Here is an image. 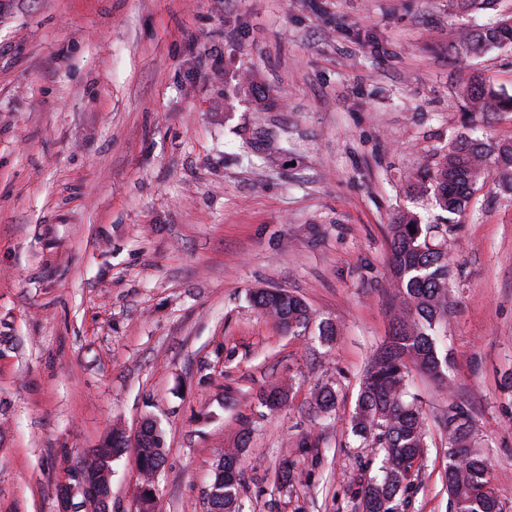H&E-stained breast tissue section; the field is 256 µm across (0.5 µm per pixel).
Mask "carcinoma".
Masks as SVG:
<instances>
[{"label": "carcinoma", "mask_w": 512, "mask_h": 512, "mask_svg": "<svg viewBox=\"0 0 512 512\" xmlns=\"http://www.w3.org/2000/svg\"><path fill=\"white\" fill-rule=\"evenodd\" d=\"M512 46V17L494 25L459 30L452 48L461 56L477 57L492 49ZM465 111L486 116L512 112V93L497 88L477 74L460 86ZM512 195V140L487 136H464L448 145L438 161L417 175L420 190L433 194L442 211L457 215L465 211L474 195L487 183ZM445 232L440 224L423 225L406 212L389 225L392 240L394 298L400 312L390 341L373 357L362 380L352 432L362 443L382 454L380 474L363 487L361 512H407L412 476L425 461L427 433L419 407L407 400L410 367L444 379L448 350L438 346L437 331L451 306L448 252L438 247ZM254 306L286 330L305 327L312 320L310 307L286 289H260L252 296ZM288 390L274 387L261 404L274 411L286 403ZM336 404L328 386L316 394L324 413ZM448 435V469L445 482L453 512H502V504L488 477V462L472 445L469 414L455 403L448 404L442 419ZM224 452V470L214 476L207 512H242L239 456L246 445ZM135 454L141 485L150 489L136 512H155V477L166 457V441L160 423L151 418L141 438L134 441L114 429L96 448L79 460L91 492L83 496L84 512H107L105 493L111 483L112 462L128 451Z\"/></svg>", "instance_id": "cac0c4a2"}]
</instances>
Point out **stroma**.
Instances as JSON below:
<instances>
[{
    "label": "stroma",
    "instance_id": "stroma-1",
    "mask_svg": "<svg viewBox=\"0 0 512 512\" xmlns=\"http://www.w3.org/2000/svg\"><path fill=\"white\" fill-rule=\"evenodd\" d=\"M508 16L512 0H0V512H58L77 461L147 414L167 448L156 512H206L244 433L243 512H357L380 465L350 419L396 322L389 226L436 223L415 176L469 128L512 138V112L459 96L475 71L512 91V49L451 48ZM442 245L448 377L410 371L428 450L409 512H451L452 402L512 512V196L485 185ZM259 288L314 323L285 331ZM139 483L133 455L113 462L112 512ZM254 306L270 316L288 332L307 326L312 320L310 307L286 289H259L252 296Z\"/></svg>",
    "mask_w": 512,
    "mask_h": 512
}]
</instances>
